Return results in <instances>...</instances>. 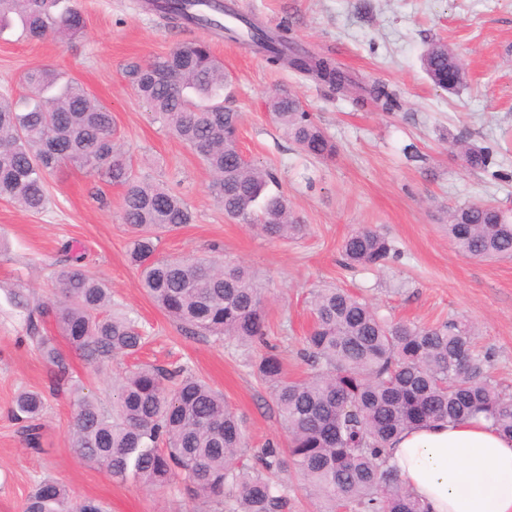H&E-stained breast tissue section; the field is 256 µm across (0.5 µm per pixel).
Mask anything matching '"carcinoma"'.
<instances>
[{"instance_id":"cac0c4a2","label":"carcinoma","mask_w":512,"mask_h":512,"mask_svg":"<svg viewBox=\"0 0 512 512\" xmlns=\"http://www.w3.org/2000/svg\"><path fill=\"white\" fill-rule=\"evenodd\" d=\"M198 0H158L155 10L174 25L212 28L195 13ZM60 0H0V28L18 20L30 41L61 42L85 27L78 9L58 10ZM250 43L271 64L333 87L350 79L335 63L292 51L269 33L248 24ZM431 82L445 88L448 66L458 63L440 41L422 56ZM131 86L151 112L202 160L212 176L211 192L224 214L256 224L270 238L301 235L305 225L292 215L274 170L244 161L239 147L240 113L224 105V64L209 44L178 46L143 64L127 65ZM23 102L0 96V199L25 211L42 212L49 202L48 179L60 166L97 174L124 190L120 220L130 236L129 262L141 269L142 288L181 330L192 336L230 339L265 349L255 363L270 385L288 432V455L309 492L325 501V512H423L421 504L388 465L387 448L399 434L432 421L482 418L512 437V392L487 373L490 356L478 350L465 321L425 326L391 322L365 300L342 288L311 292L312 326L304 356L312 371L291 380L276 345L267 338L265 292L245 266L222 264L213 255L188 259L157 255L161 234L192 223L184 200L142 178L120 145L105 106L76 80L51 68L28 72ZM370 94L386 112L401 108L398 94L384 85ZM275 123L300 150L316 159L336 155V144L292 95L270 101ZM466 167L488 172L499 165L490 148L459 146ZM491 205H464L448 219V237L472 258H511L512 223ZM396 252L379 231L363 227L342 244L348 265L376 267ZM56 299L30 304L11 292L26 331L47 365L48 391L26 390L14 399L13 415L24 441L39 448L40 420L47 396H65L74 407L70 447L81 460L113 480L133 479L151 488L178 485L202 501L203 512H287L288 496L271 474L284 460L269 445L252 466L237 460L247 452L241 419L205 381L182 365L144 363L128 370L113 388L112 409L71 383V361L39 323L51 319L71 349L91 362L138 353L147 343L145 326L121 312L106 284L90 274L79 255L64 254L53 270ZM103 512L92 500L73 497L46 478L27 496L23 512Z\"/></svg>"}]
</instances>
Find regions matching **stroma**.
<instances>
[{
    "mask_svg": "<svg viewBox=\"0 0 512 512\" xmlns=\"http://www.w3.org/2000/svg\"><path fill=\"white\" fill-rule=\"evenodd\" d=\"M146 0H70L85 18L67 45L26 40L20 26L0 33V95L19 98L29 69L48 66L79 81L107 107L137 172L177 191L194 221L163 236L161 255L208 254L244 262L266 288L268 338L289 377L305 374L300 350L311 323V292L349 289L390 320L426 326L464 319L491 353L490 372L512 390V259L462 256L443 230L450 209L492 203L512 220V0H223L262 28L286 30L290 41L331 59L351 84L338 91L286 66H271L256 47L211 30L167 24ZM208 41L231 83L230 106L241 114L239 144L250 162L274 169L293 215L305 224L295 240H275L230 220L212 197L201 161L154 120L125 75L132 61ZM441 41L466 65V83L449 92L431 83L421 63ZM396 89L402 107L383 111L367 98L374 84ZM302 101L336 144V156L305 155L278 131L268 108L272 93ZM497 152L500 177L467 170L455 141ZM415 145L419 160L406 158ZM51 203L39 214L0 200V512H21L36 481L50 476L105 512H199L180 492L117 482L77 458L70 445L68 399L49 400L40 449L28 448L11 410L17 393L43 389L48 368L27 338L9 290L26 289L31 302L52 300L50 276L64 244L84 255L87 269L112 288L115 302L146 323L153 342L141 360H177L223 392L244 421L245 462L288 436L268 384L256 375V351L231 341L190 336L146 295L127 259L128 234L119 219L122 189L84 171L59 167L49 178ZM371 226L397 255L381 268H350L343 240ZM74 376L103 405L131 361L93 367L72 357Z\"/></svg>",
    "mask_w": 512,
    "mask_h": 512,
    "instance_id": "35a3bbf8",
    "label": "stroma"
}]
</instances>
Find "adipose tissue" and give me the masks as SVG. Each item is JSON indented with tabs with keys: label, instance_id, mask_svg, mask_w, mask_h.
Masks as SVG:
<instances>
[{
	"label": "adipose tissue",
	"instance_id": "ef3b65f1",
	"mask_svg": "<svg viewBox=\"0 0 512 512\" xmlns=\"http://www.w3.org/2000/svg\"><path fill=\"white\" fill-rule=\"evenodd\" d=\"M389 455L425 512H512V438L486 421L435 422L404 432Z\"/></svg>",
	"mask_w": 512,
	"mask_h": 512
}]
</instances>
